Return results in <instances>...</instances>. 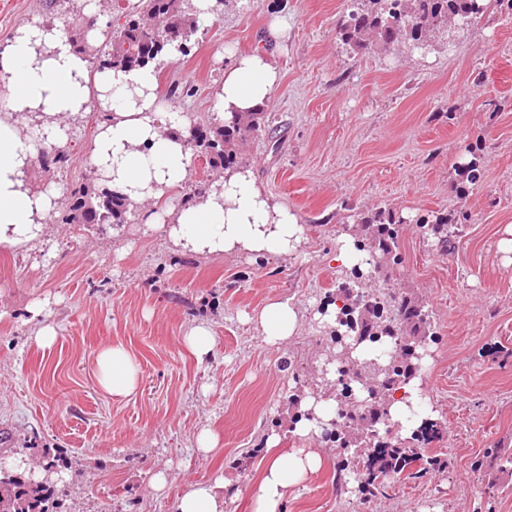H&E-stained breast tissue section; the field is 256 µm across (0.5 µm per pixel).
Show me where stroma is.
<instances>
[{
    "instance_id": "stroma-1",
    "label": "stroma",
    "mask_w": 512,
    "mask_h": 512,
    "mask_svg": "<svg viewBox=\"0 0 512 512\" xmlns=\"http://www.w3.org/2000/svg\"><path fill=\"white\" fill-rule=\"evenodd\" d=\"M343 0H226L199 30L188 56L164 62L162 86L197 92L174 100L207 117L230 51L259 47L273 17L288 34L273 63L281 81L265 103V126L243 141L238 159L257 184L295 213L306 241L285 255L198 257L162 231L187 185L127 224H52L27 250L0 247V432L16 448L66 457L58 484L67 512H174L188 484L223 475L224 512H251L250 489L265 462V441L319 449L325 463L291 491L283 512H512V470L485 460L512 456V252L500 243L512 226V14L437 35L429 50L399 42L356 52L336 35ZM59 23L48 0H0V45L32 18ZM97 107L68 123L65 172L33 167L34 188L65 195L90 171ZM480 154L484 177L461 188L456 168ZM377 207L401 213V262L384 265L363 287L411 293L426 306L435 340L422 384L444 428L439 468L363 495L347 486L350 455L312 432L293 433L296 393L315 390L314 367L336 346L319 308L336 299L338 238L352 216ZM457 216L441 252L418 216ZM288 300L301 315L296 336L265 343L258 316ZM45 303L57 332L51 348L34 339L28 309ZM215 338L197 362L183 338L196 324ZM110 342L137 359L141 380L129 398L100 392L95 356ZM220 436L212 454L196 450L202 428ZM254 449L248 464L243 449ZM168 475L164 491L151 476Z\"/></svg>"
}]
</instances>
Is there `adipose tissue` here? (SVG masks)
Here are the masks:
<instances>
[{"mask_svg": "<svg viewBox=\"0 0 512 512\" xmlns=\"http://www.w3.org/2000/svg\"><path fill=\"white\" fill-rule=\"evenodd\" d=\"M278 82L265 49L234 56L216 91L217 106L227 119L253 111L268 101ZM160 94L152 67L93 78L83 55L58 27L39 21L20 26L0 49V246L20 249L41 240L56 206V194L30 184L37 149L22 128L30 114L41 118L44 143L62 147L66 119L93 105L106 110L109 118L97 129L90 164L136 204L158 201L180 187L189 167L181 142L188 120L175 108H162ZM165 231L175 247L196 255L286 254L303 242L298 217L268 196L246 169L226 170L220 191L179 208ZM258 322L266 342L277 346L296 334L299 315L290 301H276L261 311ZM95 364L97 385L106 396L123 399L136 392L140 368L123 344L103 345ZM424 400L417 379L397 394L389 412L402 432L434 417ZM322 466L317 450H283L278 437L269 436L267 464L250 494L252 512H281L289 492ZM223 488L220 476L192 484L177 496L174 512H224Z\"/></svg>", "mask_w": 512, "mask_h": 512, "instance_id": "adipose-tissue-1", "label": "adipose tissue"}]
</instances>
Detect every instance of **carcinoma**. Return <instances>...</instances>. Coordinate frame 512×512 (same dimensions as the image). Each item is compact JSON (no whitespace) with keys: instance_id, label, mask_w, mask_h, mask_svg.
<instances>
[{"instance_id":"cac0c4a2","label":"carcinoma","mask_w":512,"mask_h":512,"mask_svg":"<svg viewBox=\"0 0 512 512\" xmlns=\"http://www.w3.org/2000/svg\"><path fill=\"white\" fill-rule=\"evenodd\" d=\"M347 7L338 25L341 41L355 51L367 52L375 47L389 46L395 42H408L413 47L428 48L429 34L456 23L470 24L495 5L512 13V0H346ZM125 22H107L103 30L104 40L98 47H91L85 33L72 34L68 27L62 31L76 51L87 55L90 72L104 70L126 73L147 65L158 68L165 56H187L199 43V26L194 16L192 0H138L121 8ZM264 108L240 115L232 121L203 120L188 114L190 125L201 132V139L186 144L190 155L203 157L209 166L229 168L238 166L237 146L245 137L261 130ZM38 156L40 166L47 172H59L68 166L66 150L41 147ZM458 176L461 184L475 185L483 177L480 156L460 164ZM93 181L82 182L69 190L68 203L63 209H55L48 216L52 224H112L127 223L128 215L135 207L127 196L112 187L109 180L98 174ZM364 237L358 249L368 254L376 253L398 263L399 213L392 208H376L357 215ZM417 222L426 224L437 245L444 252L452 234L448 216L433 212L420 217ZM334 342L340 346L338 355L352 354L362 344H383L397 338L404 348L390 355H378L362 362L372 369L373 362L383 366L379 378L383 385L353 380L336 392L338 406L359 408L363 399L377 396L382 403L407 385L421 370V360L432 341L431 322L424 306L412 295L389 297L384 301L376 293L366 294L363 303L352 309L342 300L336 329L332 330ZM397 423L382 420L365 428L374 438L368 445L366 438H354L343 429H331L329 435L343 449L362 448L360 455H352L358 462L355 476L360 491L372 494L385 487L388 479L404 477L417 479L436 465V459L413 448L394 434ZM14 456H38L44 473L50 475L60 470V458L43 452L36 454L33 448H12L8 437L0 436V454ZM54 484L36 481L29 473L11 470V476L0 480V512H63L64 504L54 498Z\"/></svg>"}]
</instances>
